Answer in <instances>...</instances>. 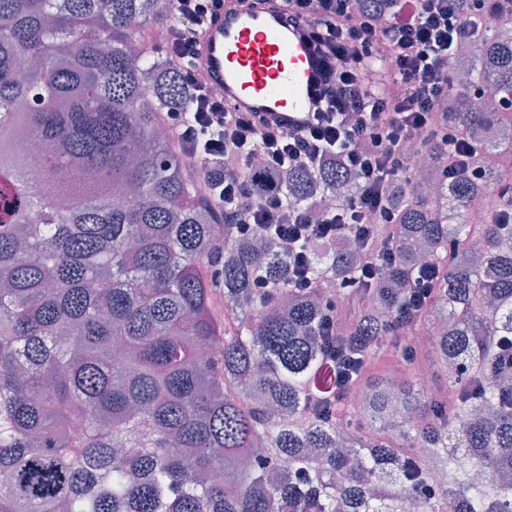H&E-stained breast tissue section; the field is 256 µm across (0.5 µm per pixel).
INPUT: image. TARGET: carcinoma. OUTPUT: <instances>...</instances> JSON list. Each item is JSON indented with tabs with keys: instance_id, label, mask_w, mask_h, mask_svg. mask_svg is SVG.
Here are the masks:
<instances>
[{
	"instance_id": "carcinoma-1",
	"label": "carcinoma",
	"mask_w": 512,
	"mask_h": 512,
	"mask_svg": "<svg viewBox=\"0 0 512 512\" xmlns=\"http://www.w3.org/2000/svg\"><path fill=\"white\" fill-rule=\"evenodd\" d=\"M171 21L166 0H0V512H512V223L469 219L475 201L512 210V140L494 134L512 118L472 109L476 88L512 100V30L471 23L448 105L482 179L450 183L433 162L391 190L397 260L341 336L370 358L438 264L420 324L457 399L330 419L345 384L319 323L331 287L358 280L357 249L312 245L304 290L287 247L215 233L159 134L163 113L190 111L154 40ZM362 68L390 87L380 57ZM269 183L312 210L357 191L335 160Z\"/></svg>"
}]
</instances>
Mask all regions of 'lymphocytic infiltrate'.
<instances>
[{"instance_id": "f902f5d3", "label": "lymphocytic infiltrate", "mask_w": 512, "mask_h": 512, "mask_svg": "<svg viewBox=\"0 0 512 512\" xmlns=\"http://www.w3.org/2000/svg\"><path fill=\"white\" fill-rule=\"evenodd\" d=\"M224 0H168L179 23L168 30L170 60L190 86L191 111L169 112L181 153L197 161L195 172L211 194L234 237L270 235L290 249L296 287H311L312 241L346 237L360 252L359 294H367L379 266L395 257L393 240L377 228L397 223L385 192L395 180L411 179L412 157L424 138L441 141L448 152L439 160L445 179L480 178L467 130L449 120L445 103L457 89L450 62L463 40L467 16L486 14L491 0H397L386 24L358 10L355 0H278L289 20L322 63L315 118L306 127L269 123L231 108L198 73L196 34ZM380 55L392 76L384 93L373 92L360 77V62ZM338 157L360 180L359 192L338 204L324 202L320 219L310 217L280 191L258 189V172L294 168L320 170ZM441 277L433 264L422 267L412 301L390 322L394 335L406 333L423 309L422 301Z\"/></svg>"}]
</instances>
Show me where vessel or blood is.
Here are the masks:
<instances>
[{
	"label": "vessel or blood",
	"mask_w": 512,
	"mask_h": 512,
	"mask_svg": "<svg viewBox=\"0 0 512 512\" xmlns=\"http://www.w3.org/2000/svg\"><path fill=\"white\" fill-rule=\"evenodd\" d=\"M196 43L206 82L232 108L293 126L312 122L321 62L278 8L225 0Z\"/></svg>",
	"instance_id": "obj_1"
}]
</instances>
